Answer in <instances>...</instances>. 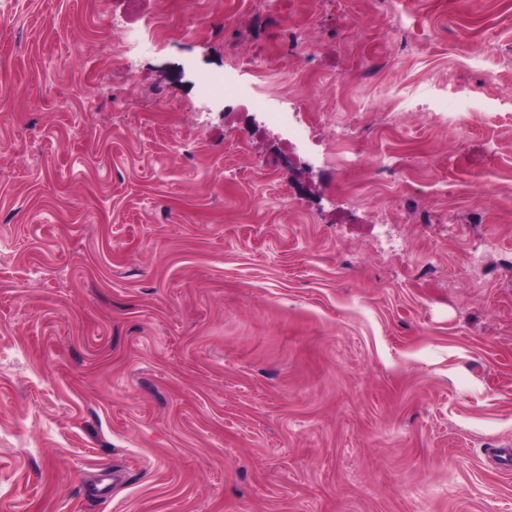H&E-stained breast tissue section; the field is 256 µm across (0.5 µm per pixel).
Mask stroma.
Listing matches in <instances>:
<instances>
[{"label":"stroma","mask_w":512,"mask_h":512,"mask_svg":"<svg viewBox=\"0 0 512 512\" xmlns=\"http://www.w3.org/2000/svg\"><path fill=\"white\" fill-rule=\"evenodd\" d=\"M401 9L0 0V512H512V0ZM287 23V122L202 93Z\"/></svg>","instance_id":"stroma-1"}]
</instances>
